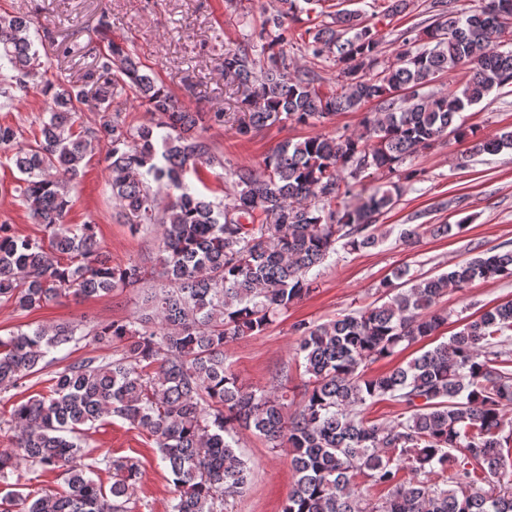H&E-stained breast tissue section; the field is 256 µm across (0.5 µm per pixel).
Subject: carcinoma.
Listing matches in <instances>:
<instances>
[{
	"label": "carcinoma",
	"instance_id": "obj_1",
	"mask_svg": "<svg viewBox=\"0 0 512 512\" xmlns=\"http://www.w3.org/2000/svg\"><path fill=\"white\" fill-rule=\"evenodd\" d=\"M455 0H430V23L412 37L396 62L379 59L381 36L355 14L332 11L330 0H305L306 13L327 17L306 29L305 53L337 67V87L294 67L287 19L296 0H280L258 34L224 53V77L241 91L247 134L270 123L316 125L368 103L358 133L285 140L263 167L229 170L224 199L191 190L186 176L224 166L203 132L224 125L222 112H191L134 49L107 39L94 50L81 78H46L22 15L0 14V107L38 78L48 120L40 138L20 142V130L0 123V151L11 152L20 174L18 197L47 239L18 235L0 224V303L25 313L69 295L112 294L149 281L146 310L127 320L52 327H19L0 337V390L27 385L56 358L53 351L86 337L107 354L82 357L53 372L50 393L15 405L11 450L0 451V512H125L140 479L138 466L112 461L110 488L87 475L80 435L104 417H117L155 437L171 474L172 512H216L214 504L243 495L251 467L238 453L237 428L254 429L272 449L285 448L297 480L282 512H512V301L463 325L448 342L377 376L364 367L429 336L447 324L437 308L448 289L475 281L512 279V248L500 244L435 276L409 268L380 283L386 301L324 323L300 321L296 359L301 401L288 412V375L274 390L246 389L224 361V346L259 335L312 290L309 273L338 253L374 247L376 223L418 177L407 159L444 138L470 141V152L512 149V131L486 136L461 119L495 89L512 87V49L503 37L512 0H480L461 14ZM417 44L416 51L407 49ZM466 80L448 93L424 91L443 74ZM94 88L98 122L82 120L79 104ZM133 96L154 120L134 127L118 100ZM104 142L112 200L131 231L162 227L151 268L130 259L112 263L95 225L67 224L70 183L80 176L94 144ZM371 176L386 180L356 190ZM403 225L412 243L424 233L460 235L453 224ZM404 407L393 419L365 418L369 400ZM455 469V487L427 476ZM65 476L67 490L24 492L7 482L21 466ZM391 494L369 506L351 485L355 473Z\"/></svg>",
	"mask_w": 512,
	"mask_h": 512
}]
</instances>
